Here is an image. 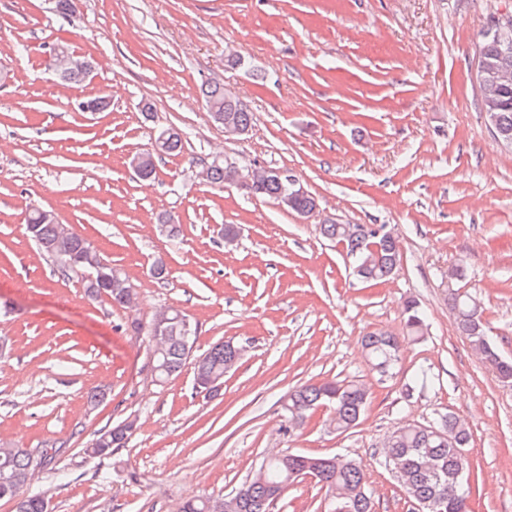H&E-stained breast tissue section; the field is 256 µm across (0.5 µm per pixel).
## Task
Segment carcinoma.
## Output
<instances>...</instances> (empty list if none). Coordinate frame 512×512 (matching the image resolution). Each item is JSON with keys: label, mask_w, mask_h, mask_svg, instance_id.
Instances as JSON below:
<instances>
[{"label": "carcinoma", "mask_w": 512, "mask_h": 512, "mask_svg": "<svg viewBox=\"0 0 512 512\" xmlns=\"http://www.w3.org/2000/svg\"><path fill=\"white\" fill-rule=\"evenodd\" d=\"M476 59L491 63L507 76L499 88L497 125L512 133V49L504 50L494 37L480 45ZM211 119L220 116L244 129L252 126L253 114L224 102V85L209 84L202 89ZM207 181L222 186L233 178L224 164H211ZM248 192L269 197L292 212L311 210L314 197L304 193L288 199L287 185L273 172L263 171L252 180ZM26 231L38 250L54 261L64 273L81 279L85 295L95 300L106 296L112 304L125 307L130 303L133 288L126 277H113L115 268L92 244L74 228L59 224L45 210L34 209L27 217ZM324 237L345 246L355 261L357 275L366 282L387 280L398 268L401 247L396 237H385L368 224H323ZM448 305L454 313L456 329L462 338L478 350L484 362L499 381L512 384V360L505 358L488 336L482 319L481 302L476 296L448 290ZM405 326L409 336L418 340L424 335L425 313L415 300L405 303ZM189 316L180 309L165 313V322L151 323L146 336L151 346L155 378L167 381L178 375L189 356L186 347ZM363 347L373 368L388 375L398 362L399 338L385 331H372L363 336ZM237 358L228 342H217L194 363V380L201 390L210 391L224 383V372L233 368ZM370 399L366 387L356 381L301 384L289 390L284 402L288 423L303 420L319 407L332 410L329 425L343 433L353 427L364 413ZM136 429V420L125 428L114 426L101 434L86 449L91 457L112 454L123 447ZM471 436L464 424L448 414L436 424H414L396 429L384 444L385 465L397 472L403 489L412 501H431L435 512H468L472 493L468 483L469 462L461 449L470 447ZM41 461L22 448L0 447V496L19 500L16 512H44L42 495L29 490L34 469ZM305 468L316 471V479L332 495V512H374L367 476L360 461L337 455L313 456L290 453L262 461L235 491L234 503L224 496H208L185 501L179 512H269L275 498L282 496L294 483L292 473Z\"/></svg>", "instance_id": "obj_1"}]
</instances>
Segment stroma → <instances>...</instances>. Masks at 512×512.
Returning <instances> with one entry per match:
<instances>
[{
	"instance_id": "obj_1",
	"label": "stroma",
	"mask_w": 512,
	"mask_h": 512,
	"mask_svg": "<svg viewBox=\"0 0 512 512\" xmlns=\"http://www.w3.org/2000/svg\"><path fill=\"white\" fill-rule=\"evenodd\" d=\"M508 13L512 0H79L69 15L51 0H0V445L44 455L32 488L51 512H178L235 491L274 450L361 461L375 512H413L384 443L448 413L471 433L470 512H512V387L459 336L448 306L454 286L479 296L512 357V149L492 137L475 83L490 20ZM59 42L92 61L81 84L50 69ZM233 53L242 62L231 68ZM208 82L245 102L247 135L211 120ZM99 94L107 111L78 110ZM165 128L180 132V153L137 177L132 157ZM224 157L290 171L316 213L210 186L200 173ZM33 208L125 275L133 307L89 301L42 256L25 232ZM331 221L398 236L392 277L359 280L321 234ZM227 224L241 229L229 244ZM459 266L464 277L450 280ZM410 298L428 326L417 341L403 334ZM168 307L197 323L196 354L222 340L243 347L218 392L196 389L189 366L156 380L134 327ZM377 329L402 339L386 377L361 349ZM326 380L369 388L357 425L336 432L324 407L289 426L288 390ZM95 389L106 396L93 406ZM129 418L138 427L124 447L88 457ZM331 509L308 478L270 506Z\"/></svg>"
}]
</instances>
